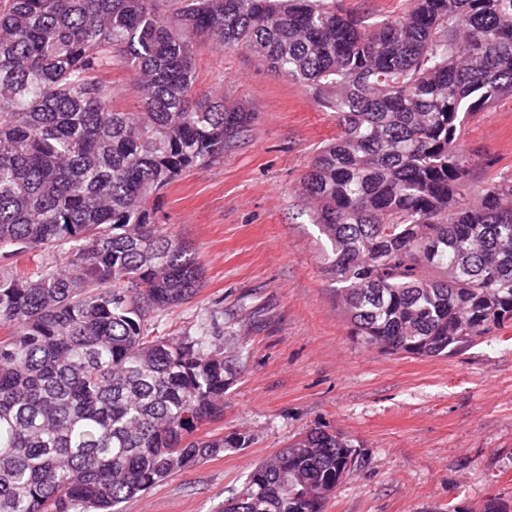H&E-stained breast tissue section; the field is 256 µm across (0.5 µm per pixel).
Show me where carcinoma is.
<instances>
[{"label":"carcinoma","instance_id":"carcinoma-1","mask_svg":"<svg viewBox=\"0 0 512 512\" xmlns=\"http://www.w3.org/2000/svg\"><path fill=\"white\" fill-rule=\"evenodd\" d=\"M257 54L336 114L304 178L352 335L447 357L512 321V173L464 202L468 116L512 96V0H409L362 31L335 0H0V512H119L229 448L220 336H153L201 271L156 222L162 191L251 114L195 97L194 46ZM138 76L141 112L103 76ZM65 246L60 265L44 262ZM351 444L311 431L220 512H323Z\"/></svg>","mask_w":512,"mask_h":512}]
</instances>
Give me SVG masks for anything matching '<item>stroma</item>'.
<instances>
[{
  "mask_svg": "<svg viewBox=\"0 0 512 512\" xmlns=\"http://www.w3.org/2000/svg\"><path fill=\"white\" fill-rule=\"evenodd\" d=\"M408 0H339L367 30ZM196 93L250 112L223 156L161 197L164 231L201 268L195 297L154 320L159 336L223 338L237 377L214 434L248 447L184 469L123 502L121 512H215L249 471L307 432L350 440L358 466L325 512H512V323L462 353L387 355L351 334L323 271L324 238L303 177L337 133L334 112L244 48L199 41ZM461 148L476 160L468 201L512 173V97L471 117Z\"/></svg>",
  "mask_w": 512,
  "mask_h": 512,
  "instance_id": "obj_1",
  "label": "stroma"
}]
</instances>
